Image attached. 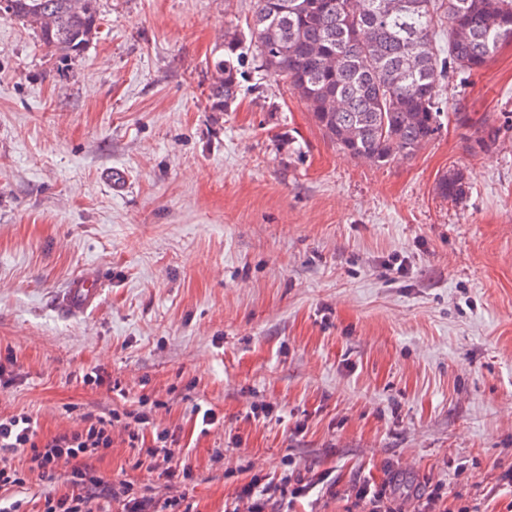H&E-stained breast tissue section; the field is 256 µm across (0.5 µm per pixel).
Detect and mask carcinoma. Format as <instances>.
<instances>
[{
	"label": "carcinoma",
	"mask_w": 512,
	"mask_h": 512,
	"mask_svg": "<svg viewBox=\"0 0 512 512\" xmlns=\"http://www.w3.org/2000/svg\"><path fill=\"white\" fill-rule=\"evenodd\" d=\"M0 17L31 30L62 61L98 37L97 0H8ZM448 19V48L435 36ZM253 55L299 94L344 155L374 165L412 158L439 130L438 88L454 71L483 69L512 43V0H253ZM246 55L224 35L212 61L208 101L224 111L237 98ZM452 169L437 182L450 200L467 194Z\"/></svg>",
	"instance_id": "1"
}]
</instances>
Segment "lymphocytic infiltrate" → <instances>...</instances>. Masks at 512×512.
<instances>
[{
  "label": "lymphocytic infiltrate",
  "mask_w": 512,
  "mask_h": 512,
  "mask_svg": "<svg viewBox=\"0 0 512 512\" xmlns=\"http://www.w3.org/2000/svg\"><path fill=\"white\" fill-rule=\"evenodd\" d=\"M161 400L139 399L137 408L125 411H87L74 428L41 435L38 423L28 413L0 418V490L24 488L31 474L46 480L64 476L67 490L46 494L40 512H195L188 487L193 466L180 448L173 431L156 424L153 414ZM133 452L132 470L147 478L145 485L132 481L108 484L92 462L111 453L115 443ZM23 465H16V458ZM239 478L234 494L224 501V512H283L284 505L308 498L317 486L335 493L325 474L306 463L285 458L268 470L255 458L238 457L225 469ZM395 478L376 483L357 480L347 498L353 512H406L395 492Z\"/></svg>",
  "instance_id": "obj_1"
}]
</instances>
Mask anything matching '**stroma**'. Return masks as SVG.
I'll list each match as a JSON object with an SVG mask.
<instances>
[{"instance_id": "1", "label": "stroma", "mask_w": 512, "mask_h": 512, "mask_svg": "<svg viewBox=\"0 0 512 512\" xmlns=\"http://www.w3.org/2000/svg\"><path fill=\"white\" fill-rule=\"evenodd\" d=\"M252 6L98 0V38L65 63L0 18V415L47 435L120 407L115 379L162 399L199 512H224L240 455L329 472L318 512L391 468L401 499L444 480L457 505L512 512V43L440 91L494 144L446 120L377 166L257 66L211 109L212 50ZM452 168L469 178L457 202L436 190ZM80 272L106 286L74 313L61 297ZM92 369L103 386L79 382ZM255 403L272 418L249 419ZM197 405L221 418L205 435Z\"/></svg>"}]
</instances>
